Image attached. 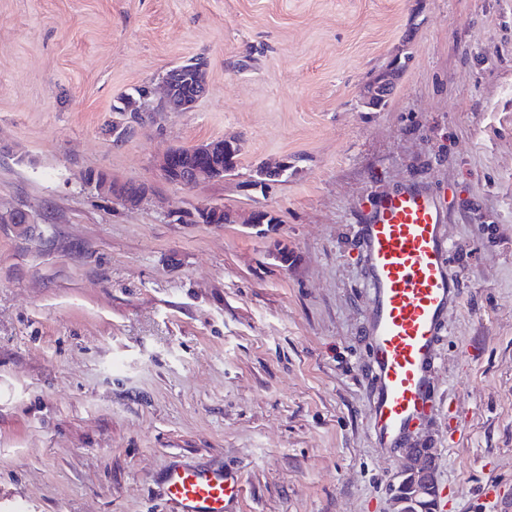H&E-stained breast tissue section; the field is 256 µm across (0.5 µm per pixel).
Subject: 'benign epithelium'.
Listing matches in <instances>:
<instances>
[{"label":"benign epithelium","mask_w":512,"mask_h":512,"mask_svg":"<svg viewBox=\"0 0 512 512\" xmlns=\"http://www.w3.org/2000/svg\"><path fill=\"white\" fill-rule=\"evenodd\" d=\"M394 76L373 81L362 90L366 106H372L378 99L387 95L392 88ZM162 96L156 90L148 89V95L130 121L139 116L147 117L153 112H186L191 110L207 91L205 67L188 61L169 71L162 77ZM195 156L203 159L200 164L190 167L178 163L177 154L168 151L160 162V171L165 180L181 186L191 187L197 184L223 178V171L214 165L215 156L224 151V140H214L193 147ZM89 183L102 196L123 205L136 206L147 199V191L137 195H128L120 188L108 182ZM193 221L198 224H233L234 215L220 205H205L198 208ZM403 453L409 456L408 467L400 475L399 482L392 486L391 500L393 512H437L439 481L435 470V451L431 448H405Z\"/></svg>","instance_id":"obj_1"}]
</instances>
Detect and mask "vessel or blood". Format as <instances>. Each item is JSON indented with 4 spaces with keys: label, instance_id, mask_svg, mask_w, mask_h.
Masks as SVG:
<instances>
[{
    "label": "vessel or blood",
    "instance_id": "1",
    "mask_svg": "<svg viewBox=\"0 0 512 512\" xmlns=\"http://www.w3.org/2000/svg\"><path fill=\"white\" fill-rule=\"evenodd\" d=\"M374 397V443L403 447L435 404L433 370L448 311L459 295L434 195L410 186L379 198L362 225ZM173 512H228L241 493L221 467L174 465L163 476Z\"/></svg>",
    "mask_w": 512,
    "mask_h": 512
}]
</instances>
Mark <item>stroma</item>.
Returning a JSON list of instances; mask_svg holds the SVG:
<instances>
[{
    "label": "stroma",
    "mask_w": 512,
    "mask_h": 512,
    "mask_svg": "<svg viewBox=\"0 0 512 512\" xmlns=\"http://www.w3.org/2000/svg\"><path fill=\"white\" fill-rule=\"evenodd\" d=\"M199 57L193 110L114 140L121 95ZM225 137L234 174H159ZM274 159L285 181L254 184ZM413 182L460 295L413 445L441 512H512V0H0V214L35 219L0 223V512H166L175 460L238 470L234 512H391L405 457L371 433L359 234ZM209 204L276 221L167 218ZM394 76H392L391 72H388L385 79L373 81L363 88L361 95L367 107L372 106L378 99L388 94L392 88ZM382 105H385L384 99L378 101L374 105V108L377 109V107H381ZM224 141L231 143L235 148V154H239L238 143L232 139H220L210 142L198 144L193 147V151L197 158L207 159V163L194 164L190 167L178 163L177 154L184 156L183 163L193 164L196 161L195 156L190 155L192 148H174V152L170 150L165 153L160 162V171L165 180L181 186L191 187L197 184L223 179L224 171H221L214 165V158L220 152L224 153V170L225 163L231 162L236 158L230 147L224 150ZM96 176L103 179H108L112 184H116L120 186L122 189L130 192H136L138 190H143L145 187L141 185H134V184H121L115 181H112L111 178H109L104 173H96ZM87 181L94 185L95 189L98 191V193L102 196L111 198L113 201H117L123 205L128 206H136L141 203H143L147 199V189H144L141 193L137 195H128L124 191H122L119 187L111 186L109 182H96L95 178L89 180L87 176Z\"/></svg>",
    "instance_id": "stroma-1"
}]
</instances>
